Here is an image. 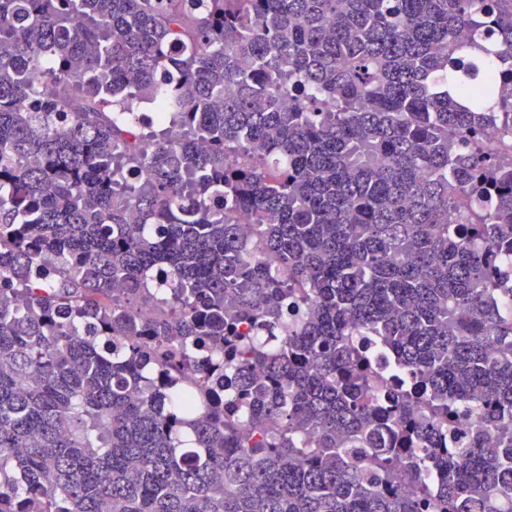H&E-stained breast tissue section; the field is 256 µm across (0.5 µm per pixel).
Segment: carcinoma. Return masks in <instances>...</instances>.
I'll return each mask as SVG.
<instances>
[{"label":"carcinoma","instance_id":"cac0c4a2","mask_svg":"<svg viewBox=\"0 0 512 512\" xmlns=\"http://www.w3.org/2000/svg\"><path fill=\"white\" fill-rule=\"evenodd\" d=\"M511 283L512 0H0V512H503Z\"/></svg>","mask_w":512,"mask_h":512}]
</instances>
